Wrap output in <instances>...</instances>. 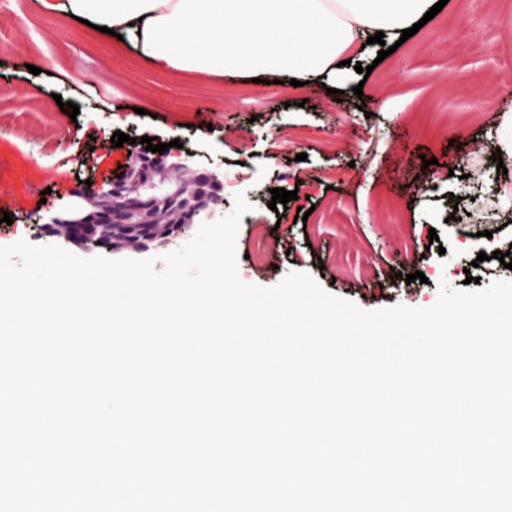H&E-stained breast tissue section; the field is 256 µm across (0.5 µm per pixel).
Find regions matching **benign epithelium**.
<instances>
[{
  "label": "benign epithelium",
  "instance_id": "obj_1",
  "mask_svg": "<svg viewBox=\"0 0 512 512\" xmlns=\"http://www.w3.org/2000/svg\"><path fill=\"white\" fill-rule=\"evenodd\" d=\"M224 210V180L191 173L177 154L134 150L122 177L100 183L92 193H77L43 223L47 234L85 251L107 235L106 250L119 253L127 243L147 251L186 234L194 225Z\"/></svg>",
  "mask_w": 512,
  "mask_h": 512
}]
</instances>
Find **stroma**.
I'll return each instance as SVG.
<instances>
[{"label": "stroma", "instance_id": "35a3bbf8", "mask_svg": "<svg viewBox=\"0 0 512 512\" xmlns=\"http://www.w3.org/2000/svg\"><path fill=\"white\" fill-rule=\"evenodd\" d=\"M379 49L350 52L338 98L315 82L158 72L132 44L97 36L43 0H0V213L12 218L0 223V246L44 244L36 217L81 181L119 177L132 139L147 135L180 141L191 170L223 173L252 203L236 251L263 247L267 260L241 261L244 282L271 286L307 271L378 309L431 306L443 279L457 289L469 276L484 287L512 279L490 259L475 261L512 248V0H448L388 57ZM63 101L78 105L77 117ZM425 113L440 135L421 132ZM118 131L130 137L120 147L110 141ZM499 151L503 161L493 162ZM275 188L298 193L281 218L269 207ZM396 222L406 227L403 252L392 244ZM418 271L425 282H405Z\"/></svg>", "mask_w": 512, "mask_h": 512}]
</instances>
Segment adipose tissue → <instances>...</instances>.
<instances>
[{
	"mask_svg": "<svg viewBox=\"0 0 512 512\" xmlns=\"http://www.w3.org/2000/svg\"><path fill=\"white\" fill-rule=\"evenodd\" d=\"M435 0H59L55 11L113 29L160 71L335 76L361 39L400 36Z\"/></svg>",
	"mask_w": 512,
	"mask_h": 512,
	"instance_id": "ef3b65f1",
	"label": "adipose tissue"
}]
</instances>
